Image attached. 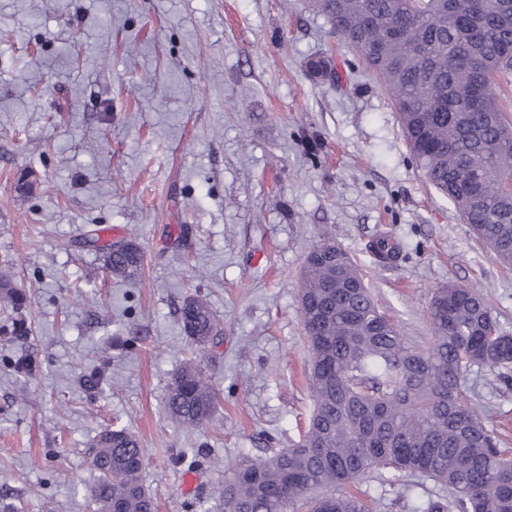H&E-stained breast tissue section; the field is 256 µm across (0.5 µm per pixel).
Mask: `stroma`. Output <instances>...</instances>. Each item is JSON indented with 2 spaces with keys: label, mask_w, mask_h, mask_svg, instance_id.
<instances>
[{
  "label": "stroma",
  "mask_w": 512,
  "mask_h": 512,
  "mask_svg": "<svg viewBox=\"0 0 512 512\" xmlns=\"http://www.w3.org/2000/svg\"><path fill=\"white\" fill-rule=\"evenodd\" d=\"M320 57L339 82L309 71ZM116 226L144 252L127 282L90 243ZM386 233L405 255L393 267L370 251ZM327 239L410 341L451 281L512 330V268L428 183L389 97L309 0H0V271L31 325L0 335V512H95L88 451L113 427L139 437L157 512H220L227 469L288 447L308 420L299 291ZM190 295L224 324L204 351L178 321ZM22 355L34 375L16 372ZM190 361L218 405L187 431L166 395ZM464 385L512 449V387L476 366ZM352 491L374 512L448 497L385 469Z\"/></svg>",
  "instance_id": "1"
}]
</instances>
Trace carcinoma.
I'll return each mask as SVG.
<instances>
[{"instance_id":"obj_1","label":"carcinoma","mask_w":512,"mask_h":512,"mask_svg":"<svg viewBox=\"0 0 512 512\" xmlns=\"http://www.w3.org/2000/svg\"><path fill=\"white\" fill-rule=\"evenodd\" d=\"M362 57L390 96L427 180L457 207L499 264L512 267V122L495 93L512 75V0H310ZM104 268L140 272L137 241L105 242ZM382 265L403 258L388 235L372 242ZM301 315L311 348L313 410L299 441L233 467L224 512H368L345 490L371 471L423 475L448 487L427 512H512V454L469 403L473 366L512 384V333L482 293L454 283L434 290L430 336L411 343L379 310L356 263L326 240L306 259ZM26 297L0 275L5 336H25ZM179 321L203 349L223 333L206 301L185 298ZM217 396L202 368L172 378L167 413L202 427ZM97 512H156L141 482L143 453L126 428L103 431L90 449ZM336 492L320 495L325 488Z\"/></svg>"}]
</instances>
